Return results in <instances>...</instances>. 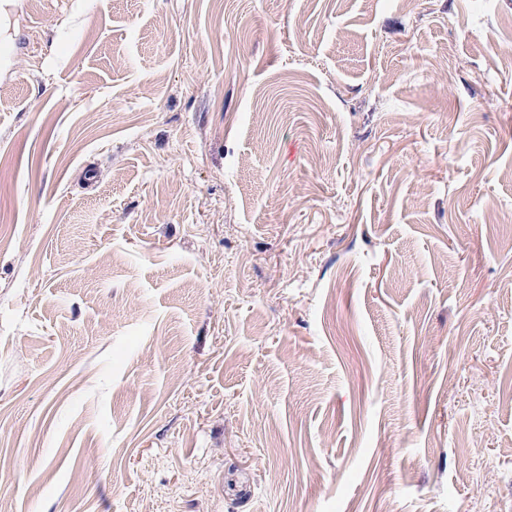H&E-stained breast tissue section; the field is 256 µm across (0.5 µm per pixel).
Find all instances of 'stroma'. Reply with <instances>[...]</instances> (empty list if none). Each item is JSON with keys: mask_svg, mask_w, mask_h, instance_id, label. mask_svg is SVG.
Returning <instances> with one entry per match:
<instances>
[{"mask_svg": "<svg viewBox=\"0 0 512 512\" xmlns=\"http://www.w3.org/2000/svg\"><path fill=\"white\" fill-rule=\"evenodd\" d=\"M0 512H512V0H12Z\"/></svg>", "mask_w": 512, "mask_h": 512, "instance_id": "stroma-1", "label": "stroma"}]
</instances>
